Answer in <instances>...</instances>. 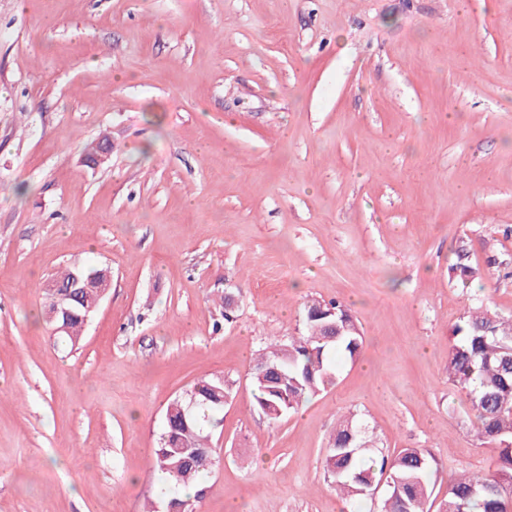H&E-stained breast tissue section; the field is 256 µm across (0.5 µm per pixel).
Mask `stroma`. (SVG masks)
I'll return each mask as SVG.
<instances>
[{"mask_svg": "<svg viewBox=\"0 0 512 512\" xmlns=\"http://www.w3.org/2000/svg\"><path fill=\"white\" fill-rule=\"evenodd\" d=\"M85 262L112 286L69 352L45 288ZM312 299L364 350L273 422L253 359ZM479 299L512 315V0H0V512H142L203 378L233 384L203 512H379L325 472L349 412L443 494L493 466L448 381ZM456 262L451 265L450 270L462 282L466 283L470 279H474L479 274V267L469 263V252L464 245L458 246L455 250Z\"/></svg>", "mask_w": 512, "mask_h": 512, "instance_id": "stroma-1", "label": "stroma"}]
</instances>
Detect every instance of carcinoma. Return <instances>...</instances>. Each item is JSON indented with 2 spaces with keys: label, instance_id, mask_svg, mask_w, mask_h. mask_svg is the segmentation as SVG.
Here are the masks:
<instances>
[{
  "label": "carcinoma",
  "instance_id": "1",
  "mask_svg": "<svg viewBox=\"0 0 512 512\" xmlns=\"http://www.w3.org/2000/svg\"><path fill=\"white\" fill-rule=\"evenodd\" d=\"M450 270L467 282L479 274L463 245L455 250ZM90 302L70 301L67 313L49 322L66 326L55 338L74 347L84 331ZM336 323V335L329 325ZM448 346V381L469 403L475 436L496 449L494 469L487 475L463 474L448 483L439 512H512V316L483 304L468 307L453 328ZM364 337L342 302L307 303L302 331L288 342H271L255 357L252 379L256 407L279 421L299 410L312 395L334 384L333 356L349 362L361 354ZM232 394L224 379L202 380L167 406L154 449L158 489L155 498L166 512H197L193 492L214 458L205 440L222 422L219 415ZM373 438L353 414L344 416L329 440L325 469L334 490L351 502L369 496L379 484L387 489L381 512H429L431 461L420 448H404L394 456L366 459Z\"/></svg>",
  "mask_w": 512,
  "mask_h": 512
}]
</instances>
